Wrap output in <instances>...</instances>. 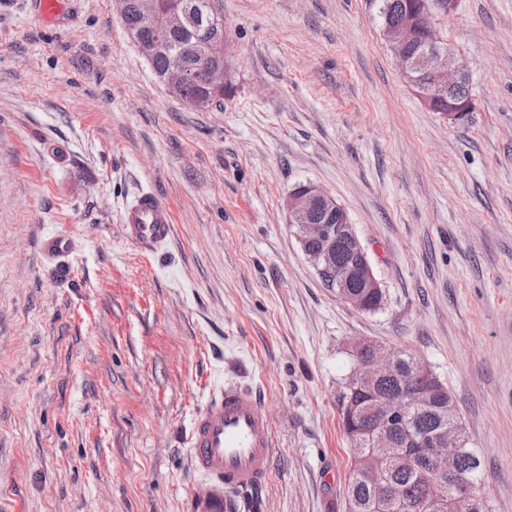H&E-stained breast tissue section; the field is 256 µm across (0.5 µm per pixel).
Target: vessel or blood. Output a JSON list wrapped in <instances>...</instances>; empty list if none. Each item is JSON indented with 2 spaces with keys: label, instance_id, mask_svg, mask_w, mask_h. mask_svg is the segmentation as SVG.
Masks as SVG:
<instances>
[{
  "label": "vessel or blood",
  "instance_id": "vessel-or-blood-1",
  "mask_svg": "<svg viewBox=\"0 0 512 512\" xmlns=\"http://www.w3.org/2000/svg\"><path fill=\"white\" fill-rule=\"evenodd\" d=\"M121 228L127 241L142 253H151L171 239L173 215L156 194L148 192L123 211ZM188 448L195 468L229 489L246 491L264 484L273 436L260 398L250 391L225 388L193 417Z\"/></svg>",
  "mask_w": 512,
  "mask_h": 512
}]
</instances>
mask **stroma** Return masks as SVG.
<instances>
[{
	"mask_svg": "<svg viewBox=\"0 0 512 512\" xmlns=\"http://www.w3.org/2000/svg\"><path fill=\"white\" fill-rule=\"evenodd\" d=\"M475 110L427 109L379 0H224L235 92L169 96L113 0H0V512H344L353 346L406 349L453 395L494 512H512V0L432 18ZM312 183L381 284L326 288L290 224ZM154 192V254L120 214ZM60 235L68 248L45 251ZM233 385L274 433L252 493L195 471L193 415ZM121 228L127 241L143 254L154 252L173 236V215L156 194L144 193L121 216Z\"/></svg>",
	"mask_w": 512,
	"mask_h": 512,
	"instance_id": "1",
	"label": "stroma"
}]
</instances>
